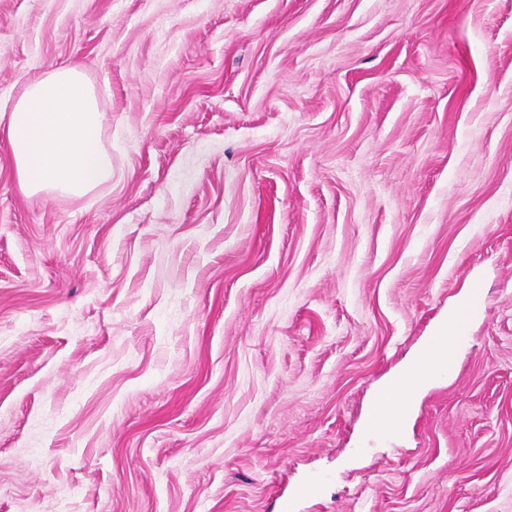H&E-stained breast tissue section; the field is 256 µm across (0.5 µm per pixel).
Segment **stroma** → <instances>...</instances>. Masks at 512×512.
Wrapping results in <instances>:
<instances>
[{
  "instance_id": "35a3bbf8",
  "label": "stroma",
  "mask_w": 512,
  "mask_h": 512,
  "mask_svg": "<svg viewBox=\"0 0 512 512\" xmlns=\"http://www.w3.org/2000/svg\"><path fill=\"white\" fill-rule=\"evenodd\" d=\"M77 62L110 182L0 124V512H512V0H0V113ZM454 346L452 345L451 349ZM450 350H447V352L449 353ZM446 354H440L430 348L423 354L414 357L409 362L406 371L395 378L390 386L380 394L369 419L370 429L374 431L398 429L403 422L406 405L411 393H414L426 382L423 372L428 368V362L434 361L437 363L444 359L447 356ZM399 402H404L405 407L400 408Z\"/></svg>"
}]
</instances>
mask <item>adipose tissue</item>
I'll return each mask as SVG.
<instances>
[{
  "instance_id": "obj_1",
  "label": "adipose tissue",
  "mask_w": 512,
  "mask_h": 512,
  "mask_svg": "<svg viewBox=\"0 0 512 512\" xmlns=\"http://www.w3.org/2000/svg\"><path fill=\"white\" fill-rule=\"evenodd\" d=\"M101 111L84 68L72 64L27 83L7 118V137L17 183L30 195L51 190L83 194L112 178V161L100 139ZM427 350L414 357L373 407L369 427L392 431L403 422V405L425 382Z\"/></svg>"
}]
</instances>
